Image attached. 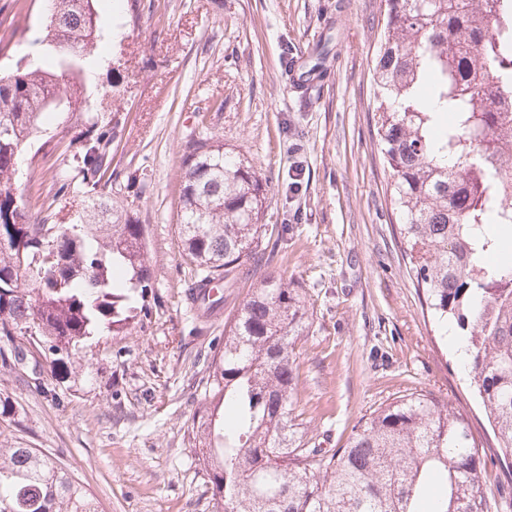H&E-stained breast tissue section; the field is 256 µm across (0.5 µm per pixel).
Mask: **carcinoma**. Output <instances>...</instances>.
<instances>
[{
    "instance_id": "carcinoma-1",
    "label": "carcinoma",
    "mask_w": 512,
    "mask_h": 512,
    "mask_svg": "<svg viewBox=\"0 0 512 512\" xmlns=\"http://www.w3.org/2000/svg\"><path fill=\"white\" fill-rule=\"evenodd\" d=\"M93 0H52L47 45L0 77V365L25 345L52 370L71 365L97 331L120 334L146 306L151 272L144 226L105 193L112 142L122 132L80 131L74 159L86 199L72 224L32 213L14 174L51 112L82 113L84 85L64 78L97 48ZM380 150L404 219L416 287L428 309L464 336L471 386L512 461V264L487 257L512 245V0H388L375 67ZM177 224L183 255L213 290L253 259L259 281L224 324L209 370L212 401L193 417L203 466L224 512H494L485 461L465 410L431 392L371 412L341 448H309L292 417L296 343L309 326L298 288L264 271L282 239L261 223L267 182L220 138L183 158ZM0 512H99L68 472L35 448H0Z\"/></svg>"
}]
</instances>
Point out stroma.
<instances>
[{"mask_svg": "<svg viewBox=\"0 0 512 512\" xmlns=\"http://www.w3.org/2000/svg\"><path fill=\"white\" fill-rule=\"evenodd\" d=\"M108 58L85 82L80 122L54 113L38 166L16 186L33 208L70 223L85 187L73 149L81 124H105L120 105L107 191L136 213L151 259L152 301L129 334L83 340L66 374L44 372L54 396L26 374L0 370V448H36L99 502L102 512H221L192 418L205 401L224 321L257 282L243 264L224 291L223 318L197 320L187 302L195 268L177 233L182 159L218 136L268 179L262 221L288 231L270 271L301 289L310 325L295 349L293 415L309 445L339 448L363 416L429 391L466 407L483 445L485 480L512 498V481L482 405L443 323L426 310L398 241L399 217L378 136L374 70L387 0H95ZM47 0H0V75L49 55ZM326 71L301 91L289 62ZM144 177L145 194L126 186ZM66 196H57L61 182Z\"/></svg>", "mask_w": 512, "mask_h": 512, "instance_id": "obj_1", "label": "stroma"}]
</instances>
